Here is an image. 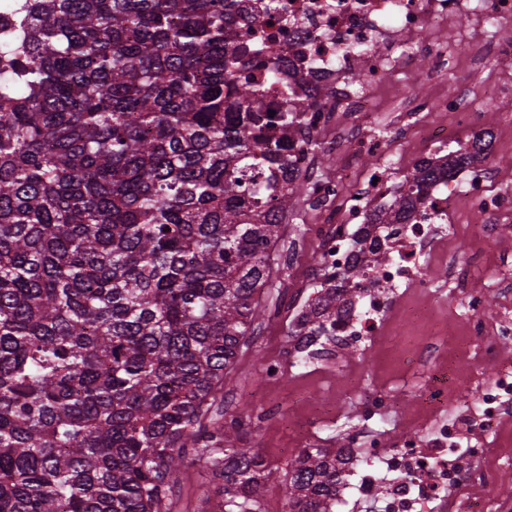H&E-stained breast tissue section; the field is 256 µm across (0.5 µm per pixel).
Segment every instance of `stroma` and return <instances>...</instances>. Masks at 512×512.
<instances>
[{"mask_svg":"<svg viewBox=\"0 0 512 512\" xmlns=\"http://www.w3.org/2000/svg\"><path fill=\"white\" fill-rule=\"evenodd\" d=\"M454 28L458 33L452 43L459 60L457 68L448 71L442 79L431 81L426 77L430 62H414L393 70L381 86L371 88V97L384 102L390 89L397 87L415 98H427L434 90L448 89L481 99L490 96V89L498 84L512 83V56L490 58L477 72L466 66L470 38L478 31L468 13L458 14ZM392 120L394 137L389 148L395 154L396 165L389 186L395 196L402 193L404 177L416 160L429 151L423 137L426 129L447 126L448 147L452 150L468 147L479 130L458 125L451 113L417 115L398 111L393 113ZM318 219V211L306 197L296 199L288 213L292 231L278 247V271L261 296L265 313L249 330L247 343L230 374L231 382L224 388L225 415L244 417L242 444L259 449L271 473L257 512H283V481L289 463L317 438L344 437L356 421L360 403L374 390H388L396 400L382 437L396 439L413 431L402 416L412 407L411 395L422 374L394 368L388 361L387 343L367 344L331 362L300 365L294 361L286 311L305 304L313 296V284L320 275L313 256L319 252L320 243L308 228ZM448 221L457 227L448 239V251L458 257L463 279L485 288L495 306H502V297L488 286L482 267L500 254H512V238L479 239L471 227L472 216L460 200L450 209ZM274 357L282 358L283 374L271 384L263 370L266 362ZM331 401L337 402L340 415L326 422L320 415V407ZM222 486L223 481L214 476L208 458L187 454L169 502L171 512H225Z\"/></svg>","mask_w":512,"mask_h":512,"instance_id":"obj_1","label":"stroma"}]
</instances>
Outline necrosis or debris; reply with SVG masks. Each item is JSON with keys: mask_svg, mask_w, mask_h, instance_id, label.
Here are the masks:
<instances>
[{"mask_svg": "<svg viewBox=\"0 0 512 512\" xmlns=\"http://www.w3.org/2000/svg\"><path fill=\"white\" fill-rule=\"evenodd\" d=\"M283 10L275 18L257 13L242 25L247 43H259L271 60L287 61L302 77V89L321 86L326 94L309 113L312 136L331 128L333 119L359 121L371 106L366 90L350 81L355 67H362L368 87L381 83L391 69L401 67L422 52H429L439 70L455 68L449 54L452 21L462 11L470 13L483 31L473 39L471 65L491 54H512V0H280ZM372 147L381 162L360 190L349 187L354 156ZM342 172L336 179L312 180V199L326 216L312 225L321 244L322 263L341 269L352 262L351 237L370 224L372 198L388 188L394 155L379 135L355 142H337ZM464 190L480 216L479 235L486 240L512 233V185L490 178L487 168L476 171L466 185L443 179L426 189L423 202L403 223L372 226V237L389 253L385 265H366L354 303L346 307L333 348L362 346L379 335L396 302L406 292L446 293L447 282L426 275L453 228L448 224L449 206L457 190ZM484 291L469 289L464 310L466 335L479 342L472 362L479 389L473 407L452 405L456 372L447 356L446 333L431 310L410 306L416 324L428 326L436 342L426 362L428 377L418 388L423 404L419 429L400 439L394 449L380 451L378 427L392 406L389 395L376 393L365 399L359 424L345 440L348 448L360 449L356 466L346 470L336 486L338 508L351 499L380 498L381 512H512V493L501 488V471L491 461L482 439L487 425L512 428V365L503 363L499 340L512 342V309L504 308L494 324L480 317Z\"/></svg>", "mask_w": 512, "mask_h": 512, "instance_id": "4bbe7bcc", "label": "necrosis or debris"}]
</instances>
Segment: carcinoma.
<instances>
[{"mask_svg": "<svg viewBox=\"0 0 512 512\" xmlns=\"http://www.w3.org/2000/svg\"><path fill=\"white\" fill-rule=\"evenodd\" d=\"M241 0H18L0 60V512H167L186 453L214 458L226 512L269 474L211 425L288 210L308 178L276 137L316 100L269 115L246 76L279 71L240 43ZM492 132L371 218L393 224L424 183L487 158ZM353 248L387 260L369 235ZM358 262L325 271L289 322L293 349L331 339ZM341 448L288 464V512H335Z\"/></svg>", "mask_w": 512, "mask_h": 512, "instance_id": "obj_1", "label": "carcinoma"}]
</instances>
